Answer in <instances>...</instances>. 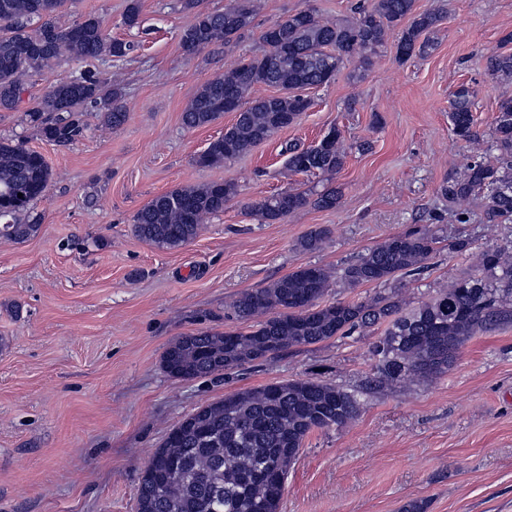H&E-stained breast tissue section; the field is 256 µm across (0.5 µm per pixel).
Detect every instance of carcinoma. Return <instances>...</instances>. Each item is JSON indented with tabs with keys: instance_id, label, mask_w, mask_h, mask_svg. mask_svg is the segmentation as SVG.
<instances>
[{
	"instance_id": "obj_1",
	"label": "carcinoma",
	"mask_w": 512,
	"mask_h": 512,
	"mask_svg": "<svg viewBox=\"0 0 512 512\" xmlns=\"http://www.w3.org/2000/svg\"><path fill=\"white\" fill-rule=\"evenodd\" d=\"M64 0H0V110L14 108L22 77L50 61L109 56L122 58L131 45L107 37L98 20L85 17L67 28L52 17ZM200 0H184L193 19L180 33L186 56H197L214 45L229 44L250 31L253 0H234L222 12L198 9ZM415 0H368L354 6L350 20L330 21L314 9L300 10L261 33V53L240 59L206 82L185 109L188 128L214 123L224 115V99L236 105V121L211 140L196 164L220 165L247 153L293 124L311 102L301 89L330 83L350 59L371 62L388 34L404 20L397 46L406 61L433 48L429 34L441 21L432 11L417 13ZM33 19L41 25L28 30ZM485 70L502 81L512 80V52H494ZM259 84L280 94L251 97ZM476 90L459 86L452 94L449 120L453 135L465 142L480 140L472 115ZM99 107L111 128L126 120L122 95L104 81L81 76L64 79L43 96L30 114L41 136L66 145L84 137L79 108ZM323 151L288 148V169L332 178L344 165L347 147L341 132ZM492 147L496 163L476 159L464 178L441 186L452 201L480 195L487 224L512 222V91L497 101ZM52 179L44 156L21 141L0 139V237L24 242L37 234L39 219L23 220L31 205L43 198ZM236 195L230 182L186 186L154 197L133 216V231L160 249L182 247L196 238L209 216L224 212ZM342 192L336 187L286 190L249 206L262 223L281 221L307 207L332 210ZM329 230H310L298 242L315 251ZM437 232L427 228L395 235L367 249L347 266L307 265L262 288L240 293L233 301L245 331H206L181 336L162 355L164 371L179 379H196L277 357L299 346L336 336L379 332L372 344L370 389L385 391L404 381L424 382L448 371L459 348L476 330L512 322V255L488 247L481 253L478 273L457 279L410 311L396 285L427 267ZM346 288L364 283L394 285L361 302H323L333 282ZM357 393L311 379H298L240 389L197 407L172 427L149 460L137 492V512H279L288 468L314 431L338 429L358 415Z\"/></svg>"
}]
</instances>
